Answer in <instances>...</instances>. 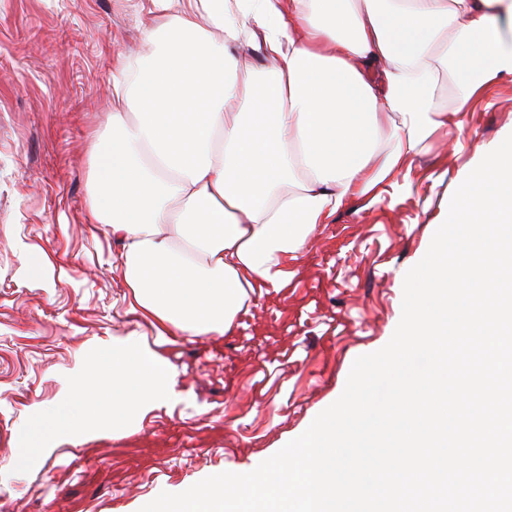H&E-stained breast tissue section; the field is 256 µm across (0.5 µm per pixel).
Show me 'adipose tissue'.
I'll return each instance as SVG.
<instances>
[{"label":"adipose tissue","instance_id":"ef3b65f1","mask_svg":"<svg viewBox=\"0 0 512 512\" xmlns=\"http://www.w3.org/2000/svg\"><path fill=\"white\" fill-rule=\"evenodd\" d=\"M151 2L170 18L116 60L90 211L161 336L232 332L318 225L409 193L414 157L512 76V0Z\"/></svg>","mask_w":512,"mask_h":512}]
</instances>
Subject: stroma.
Segmentation results:
<instances>
[{
  "mask_svg": "<svg viewBox=\"0 0 512 512\" xmlns=\"http://www.w3.org/2000/svg\"><path fill=\"white\" fill-rule=\"evenodd\" d=\"M150 0H0V512H139L224 468L270 457L342 394L354 360L391 339L401 276L429 241L474 146L512 133V76L436 139L411 193L320 225L279 291L223 336H157L113 275L122 247L89 211L90 142L119 55L141 47ZM137 333L180 397L139 430H99L14 471L26 420L66 394L85 355Z\"/></svg>",
  "mask_w": 512,
  "mask_h": 512,
  "instance_id": "35a3bbf8",
  "label": "stroma"
}]
</instances>
